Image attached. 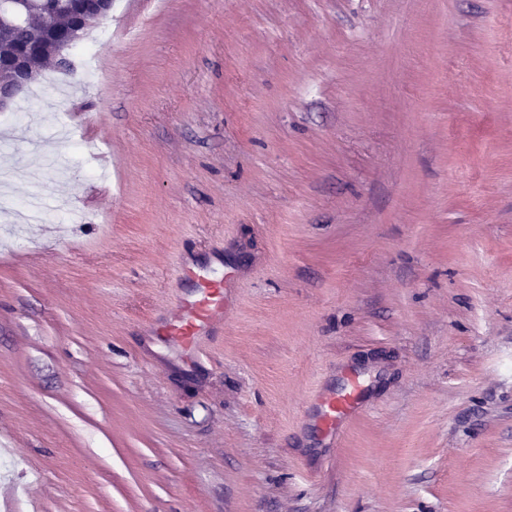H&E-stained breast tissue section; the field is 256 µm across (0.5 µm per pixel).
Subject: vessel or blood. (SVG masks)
Returning a JSON list of instances; mask_svg holds the SVG:
<instances>
[{"label": "vessel or blood", "mask_w": 512, "mask_h": 512, "mask_svg": "<svg viewBox=\"0 0 512 512\" xmlns=\"http://www.w3.org/2000/svg\"><path fill=\"white\" fill-rule=\"evenodd\" d=\"M224 288L221 281L203 283L195 298L181 303L178 314L164 329L165 336L182 345L199 348L202 328L224 317L228 306ZM359 404L360 394L355 388L339 395L321 397L320 421L325 433H338L341 425L356 414Z\"/></svg>", "instance_id": "obj_1"}]
</instances>
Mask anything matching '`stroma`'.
<instances>
[{
    "mask_svg": "<svg viewBox=\"0 0 512 512\" xmlns=\"http://www.w3.org/2000/svg\"><path fill=\"white\" fill-rule=\"evenodd\" d=\"M69 58L0 112L80 218L0 215V512H512V0H113ZM229 280L230 278L226 277L225 282L201 284L199 288L202 290L195 298L180 304L179 313L167 323L163 335L198 350L202 328L214 321L224 319V312L228 306L224 288H228ZM360 404V394L357 388H352L339 395L320 397V421L324 432L336 435L340 426L357 413Z\"/></svg>",
    "mask_w": 512,
    "mask_h": 512,
    "instance_id": "1",
    "label": "stroma"
}]
</instances>
